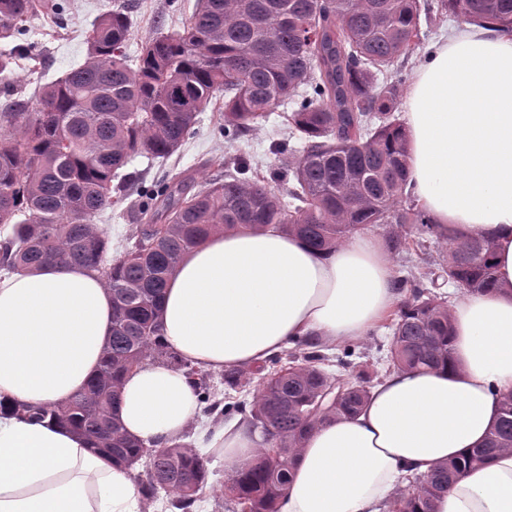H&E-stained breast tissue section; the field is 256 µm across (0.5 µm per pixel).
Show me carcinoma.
<instances>
[{
  "label": "carcinoma",
  "instance_id": "cac0c4a2",
  "mask_svg": "<svg viewBox=\"0 0 512 512\" xmlns=\"http://www.w3.org/2000/svg\"><path fill=\"white\" fill-rule=\"evenodd\" d=\"M68 0H0V83L21 62L37 63L29 42L34 16L59 18ZM452 14L476 23L494 17L512 30V0H197L179 30L159 31L143 42L137 68L126 49L130 15L121 5L100 15L85 34L84 62L40 87L37 111L15 99L0 112V270L14 272L71 262L98 273L112 294V336L99 373L65 404L15 405L23 420L65 422L133 466L143 443L127 436L118 416L123 376L146 358L161 357L186 369L205 411L229 417L241 403L211 401L207 374L165 350L156 311L180 258L217 231L260 230L275 225L317 250H331L368 226L407 225L416 236L387 231L395 254L424 247L426 235L443 243L430 258V283L403 277L396 288L410 297L391 318L389 366L433 369L451 359L446 296L431 291L438 280L470 292L495 282L494 242L435 224L409 184V144L395 115L397 85L378 81L400 58L422 44L420 14ZM223 99L224 140L234 142L268 113L303 141L299 150L275 147L282 195L240 159H224V175L199 183L183 175L163 177L137 192L125 168L143 154L168 159L192 132L198 113ZM124 205L141 222L123 255L112 257L111 239L95 219ZM278 368L259 376L250 418L272 440L221 494L249 512H276L292 479L303 441L320 422L358 413L370 399L376 375L352 360L347 346L336 377L319 368L327 356L304 338L291 341ZM224 383L244 388L251 378L228 368ZM512 449V394L484 442L429 475L408 478L396 496L401 512H434V500L463 472ZM208 475L205 459L180 444L157 448L143 492L174 496L187 510Z\"/></svg>",
  "mask_w": 512,
  "mask_h": 512
}]
</instances>
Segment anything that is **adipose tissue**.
<instances>
[{
  "label": "adipose tissue",
  "mask_w": 512,
  "mask_h": 512,
  "mask_svg": "<svg viewBox=\"0 0 512 512\" xmlns=\"http://www.w3.org/2000/svg\"><path fill=\"white\" fill-rule=\"evenodd\" d=\"M410 181L435 223L495 244L497 287L450 308L452 363L395 370L355 416L316 425L279 512H384L411 474L484 438L512 392V33L465 24L433 49L406 98ZM399 304L382 242L362 234L336 250L270 227L219 231L180 260L157 309L163 339L204 372L249 368L306 336L366 335ZM112 334V295L65 262L0 274V400L52 406L82 390ZM200 413L184 370L145 359L120 386L128 434L162 448ZM204 448L233 475L266 441L249 419L204 427ZM0 512H140L137 471L70 427L0 410ZM435 512H512V451L468 469Z\"/></svg>",
  "instance_id": "ef3b65f1"
}]
</instances>
